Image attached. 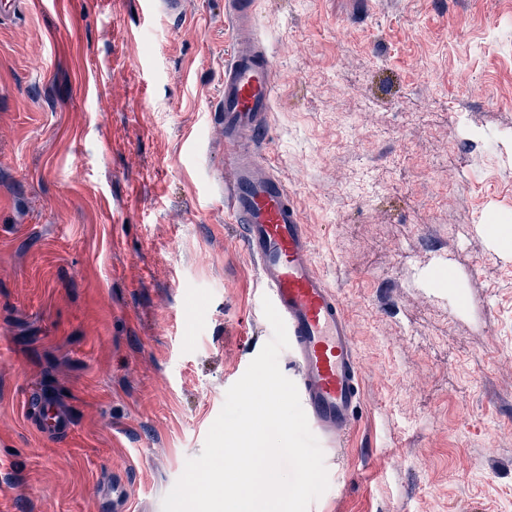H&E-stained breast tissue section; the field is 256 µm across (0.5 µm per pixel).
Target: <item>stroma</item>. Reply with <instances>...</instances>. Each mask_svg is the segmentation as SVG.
Masks as SVG:
<instances>
[{"mask_svg":"<svg viewBox=\"0 0 512 512\" xmlns=\"http://www.w3.org/2000/svg\"><path fill=\"white\" fill-rule=\"evenodd\" d=\"M253 2L263 156L363 375L308 512H512V0ZM231 51L225 0L0 12V512H161L271 340L221 189ZM44 391L70 435L27 421Z\"/></svg>","mask_w":512,"mask_h":512,"instance_id":"1","label":"stroma"}]
</instances>
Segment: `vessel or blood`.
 <instances>
[{
	"label": "vessel or blood",
	"mask_w": 512,
	"mask_h": 512,
	"mask_svg": "<svg viewBox=\"0 0 512 512\" xmlns=\"http://www.w3.org/2000/svg\"><path fill=\"white\" fill-rule=\"evenodd\" d=\"M226 5L237 47L224 65L220 104L224 164L231 173L224 206L241 224L245 250L285 322L307 420L329 446L349 433L361 404L349 311L316 262L295 197L263 166L260 149L270 124L276 73L256 36L251 0H226ZM25 411L40 433L70 429L67 413L51 400L30 399Z\"/></svg>",
	"instance_id": "vessel-or-blood-1"
}]
</instances>
